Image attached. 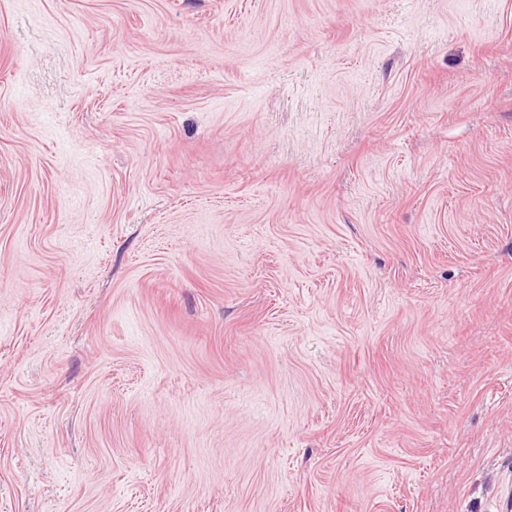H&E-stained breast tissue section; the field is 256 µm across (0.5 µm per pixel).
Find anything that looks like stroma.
<instances>
[{"label": "stroma", "mask_w": 512, "mask_h": 512, "mask_svg": "<svg viewBox=\"0 0 512 512\" xmlns=\"http://www.w3.org/2000/svg\"><path fill=\"white\" fill-rule=\"evenodd\" d=\"M512 0H0V512H505Z\"/></svg>", "instance_id": "obj_1"}]
</instances>
